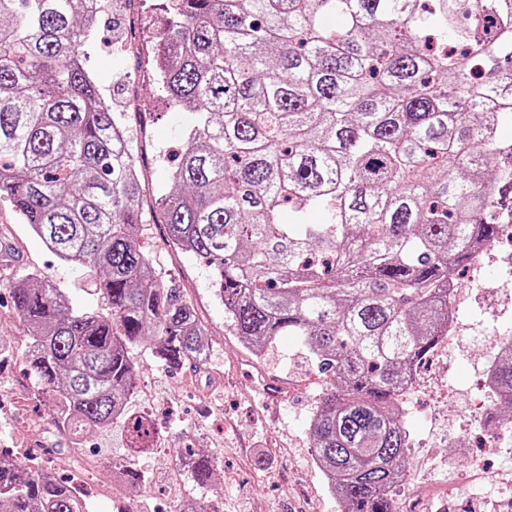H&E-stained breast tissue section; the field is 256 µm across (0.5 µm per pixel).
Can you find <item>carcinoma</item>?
Returning a JSON list of instances; mask_svg holds the SVG:
<instances>
[{"label": "carcinoma", "mask_w": 512, "mask_h": 512, "mask_svg": "<svg viewBox=\"0 0 512 512\" xmlns=\"http://www.w3.org/2000/svg\"><path fill=\"white\" fill-rule=\"evenodd\" d=\"M165 0L154 75L198 115L166 185L146 187L87 67L98 15L80 0H0V201L57 257L97 275L109 314L46 277L6 274L51 423H154L126 412L152 343L202 360L206 328L143 250L152 196L170 243L213 269L214 296L257 355L298 336L333 388L309 434L341 512H394L410 447L400 397L448 330V277L497 240L512 204V0ZM330 15L343 25L331 31ZM291 212L293 223L283 219ZM512 412V346L491 366ZM176 465L201 488L199 448ZM133 487L128 463L112 465ZM0 512H88L52 473L0 450Z\"/></svg>", "instance_id": "cac0c4a2"}]
</instances>
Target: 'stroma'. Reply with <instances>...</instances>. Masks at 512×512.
<instances>
[{
	"label": "stroma",
	"instance_id": "stroma-1",
	"mask_svg": "<svg viewBox=\"0 0 512 512\" xmlns=\"http://www.w3.org/2000/svg\"><path fill=\"white\" fill-rule=\"evenodd\" d=\"M165 21L150 0H122L104 10L97 35L85 46L87 64L114 111L129 115L131 150L147 186L167 183L182 147L181 132L194 113L175 108L155 80L149 61ZM143 242L156 270L190 300L209 334L202 365L171 368L150 346L131 355L137 388L128 407L149 414L156 426L152 449L130 455L121 424L94 430L80 445L52 425L48 404L25 358L29 338L15 311L0 297V448L35 453L54 449L58 477L72 465L88 468L85 498L90 512H190L195 502L216 501L220 512H339L310 445V418L331 378L318 375L301 340L282 337L262 357H254L227 323L215 298L212 270L175 250L152 210L144 212ZM0 241L10 248L19 271H38L63 288L73 306L100 311L89 269L62 262L15 220L0 202ZM457 330L442 339L402 398L411 434L410 478L395 493L397 512H512V429L499 427L505 447L485 454V418L494 398L482 373L494 360L488 339L512 335V277L492 265L472 264L460 277ZM279 384L281 400L263 408V388ZM204 448L217 459L219 480L197 487L175 468L180 448ZM484 459L492 482H474L460 493L471 457ZM131 460L145 482L133 488L112 475L113 462Z\"/></svg>",
	"mask_w": 512,
	"mask_h": 512
}]
</instances>
